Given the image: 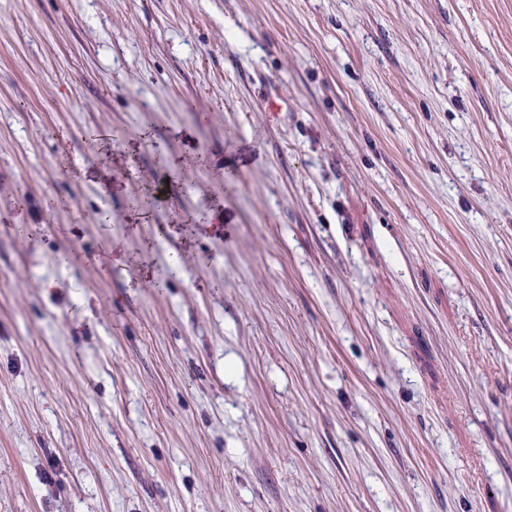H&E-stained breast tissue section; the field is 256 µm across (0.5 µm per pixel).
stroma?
I'll return each mask as SVG.
<instances>
[{"label":"stroma","instance_id":"obj_1","mask_svg":"<svg viewBox=\"0 0 512 512\" xmlns=\"http://www.w3.org/2000/svg\"><path fill=\"white\" fill-rule=\"evenodd\" d=\"M0 512H512V0H0Z\"/></svg>","mask_w":512,"mask_h":512}]
</instances>
